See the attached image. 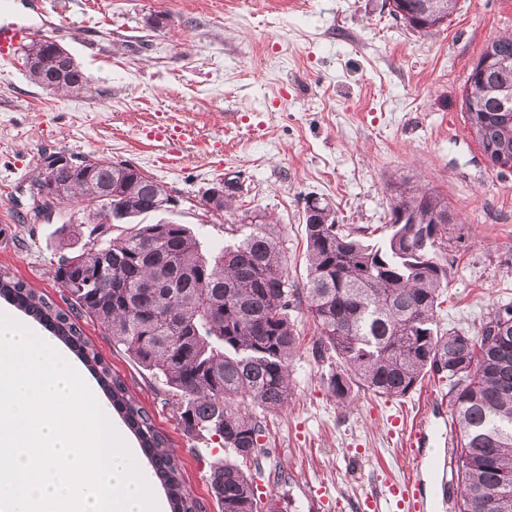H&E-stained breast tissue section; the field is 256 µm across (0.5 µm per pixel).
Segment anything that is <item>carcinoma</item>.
I'll use <instances>...</instances> for the list:
<instances>
[{
  "mask_svg": "<svg viewBox=\"0 0 512 512\" xmlns=\"http://www.w3.org/2000/svg\"><path fill=\"white\" fill-rule=\"evenodd\" d=\"M457 0H399L402 17L427 32L442 25ZM504 65L466 87L465 111L475 104L493 117V135L512 151V34L495 39ZM25 69L39 87L64 76L56 92H80L88 77L71 54L56 56L34 40ZM67 187L98 223L76 224L60 246L56 278L71 310L98 321L112 341L142 369L178 396L176 413L190 432L217 436L245 461L255 460L263 425L237 406L280 408L288 400L289 369L299 353L289 311L305 307L317 324L319 354L332 352L342 370L328 388L340 403L356 389L379 397L408 394L429 373L448 382V413L455 432V512H512V302L497 304L478 334L438 332L437 308L448 287V202L432 189L393 183L390 234L378 241L336 221L328 204L315 199L314 223L305 224L307 280L288 282L283 245L264 216L242 219L246 229L234 245L208 258L198 237L183 224H140L142 215L166 212L172 196L151 175L126 162L93 158L40 171ZM123 198L108 201V191ZM33 200V220H50L52 199ZM131 231L109 238L99 223ZM0 297L14 303L77 350L104 383L112 408L145 450L171 512H196L167 438L149 413L127 397L124 381L82 336L70 314L0 271ZM224 306L211 311L209 302ZM222 512H260L250 478L234 464L209 474Z\"/></svg>",
  "mask_w": 512,
  "mask_h": 512,
  "instance_id": "cac0c4a2",
  "label": "carcinoma"
}]
</instances>
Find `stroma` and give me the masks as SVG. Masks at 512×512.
Masks as SVG:
<instances>
[{
  "label": "stroma",
  "instance_id": "stroma-1",
  "mask_svg": "<svg viewBox=\"0 0 512 512\" xmlns=\"http://www.w3.org/2000/svg\"><path fill=\"white\" fill-rule=\"evenodd\" d=\"M77 21L53 30L89 78L88 94L33 84L20 48L0 52V269L59 308L55 257L80 204L50 221L31 217L29 183L45 155L124 160L159 181L178 204L146 216L184 224L214 255L240 236L245 213L272 218L294 287L307 277L304 206L330 203L339 223L384 227L389 183L404 178L439 192L461 246L437 316L441 332L476 335L493 305L512 301V172L485 162L462 112L473 60L512 33V0H458L444 25L417 33L385 0H49ZM223 187L229 207L205 199ZM300 355L280 409L248 406L265 426L262 465L245 463L276 512H361L366 497L420 477L434 512L448 496L420 474L408 446L417 425L428 452L451 442L448 386L424 378L403 397L356 392L339 405L327 388L335 358L316 351V325L291 313ZM85 337L129 396L168 439L200 512H221L208 477L236 455L209 434L184 429L161 379L114 345L99 322Z\"/></svg>",
  "mask_w": 512,
  "mask_h": 512
}]
</instances>
